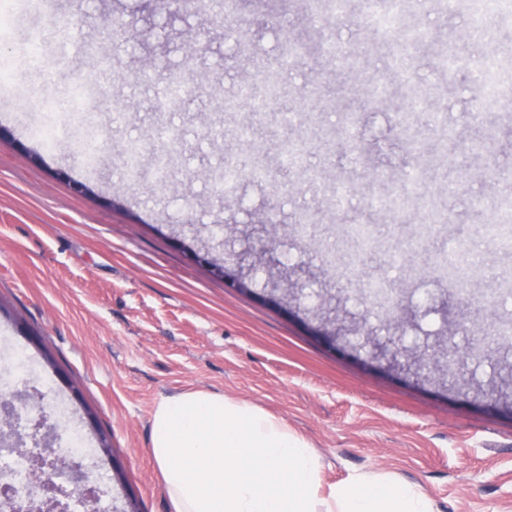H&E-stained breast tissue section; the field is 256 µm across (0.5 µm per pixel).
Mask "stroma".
Here are the masks:
<instances>
[{
    "label": "stroma",
    "instance_id": "1",
    "mask_svg": "<svg viewBox=\"0 0 512 512\" xmlns=\"http://www.w3.org/2000/svg\"><path fill=\"white\" fill-rule=\"evenodd\" d=\"M380 9L379 0H353L331 28L304 0H236L216 32L203 0L179 11L163 0H53L51 11L30 9L0 47L15 58L34 40L48 60L64 43L103 38L112 54L103 94L91 85L92 61L76 51L65 66L17 67L0 81V361L23 352L31 383H46L73 411L87 457L106 476L108 512H171L149 453L151 419L161 399L193 390L282 419L316 450L326 483L387 472L421 487L435 512H512V415L501 410L512 391L494 388L500 358L471 363V379L452 387L438 373L372 369L362 351L329 338L337 323L365 324L380 343L419 351L455 323L461 330L449 336L463 350L482 328L473 309L496 325L512 320V247L481 233L483 201L512 193V110L489 106L497 134L481 152L448 160L449 148L476 136L471 95L485 57H495L501 93L512 96V20L495 41H476L464 9L443 13L420 0L424 31L467 60L448 71L421 38L407 37L418 63L409 77L370 30L366 17ZM101 16L133 24L136 39L101 36ZM189 33L198 40L190 56ZM334 42L353 49V72L334 76ZM290 51L295 65L281 68ZM147 63L161 82L186 66L177 109L135 88ZM362 78L385 88L363 112ZM82 81L86 116H97L102 97L126 110L101 121L92 160L69 114ZM243 82L274 84L273 111H222ZM52 116L48 147L39 132ZM132 141L146 155L167 149L165 181L126 171ZM236 156L246 162L237 182L217 185L211 171ZM417 169L418 195L450 211V223L427 231L415 206L389 217L371 209V197L402 198ZM355 225L370 226L374 241L360 249L344 301L336 267L342 230ZM457 245L485 258L463 291L440 271ZM206 253L225 275L201 262ZM376 278L397 290L400 328L358 294Z\"/></svg>",
    "mask_w": 512,
    "mask_h": 512
}]
</instances>
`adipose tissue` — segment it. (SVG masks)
<instances>
[{
  "mask_svg": "<svg viewBox=\"0 0 512 512\" xmlns=\"http://www.w3.org/2000/svg\"><path fill=\"white\" fill-rule=\"evenodd\" d=\"M150 454L173 512H434L420 488L387 474L324 484L318 455L284 422L207 390L157 404Z\"/></svg>",
  "mask_w": 512,
  "mask_h": 512,
  "instance_id": "ef3b65f1",
  "label": "adipose tissue"
}]
</instances>
